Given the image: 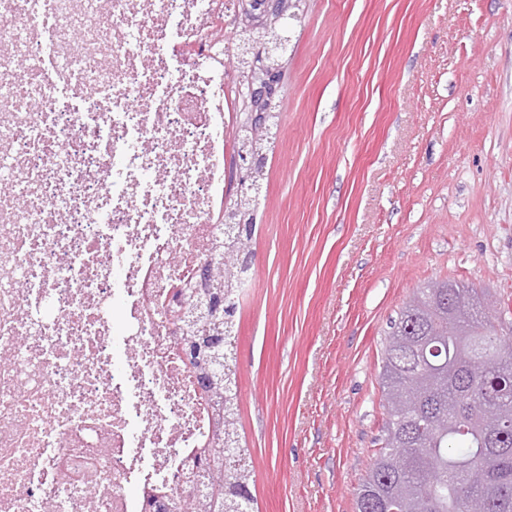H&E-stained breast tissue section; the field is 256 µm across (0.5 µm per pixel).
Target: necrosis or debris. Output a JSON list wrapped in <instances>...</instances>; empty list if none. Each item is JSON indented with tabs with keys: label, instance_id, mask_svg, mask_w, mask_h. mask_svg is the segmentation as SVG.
Returning a JSON list of instances; mask_svg holds the SVG:
<instances>
[{
	"label": "necrosis or debris",
	"instance_id": "obj_1",
	"mask_svg": "<svg viewBox=\"0 0 512 512\" xmlns=\"http://www.w3.org/2000/svg\"><path fill=\"white\" fill-rule=\"evenodd\" d=\"M235 0H0V512H149L211 428L165 306L224 220Z\"/></svg>",
	"mask_w": 512,
	"mask_h": 512
}]
</instances>
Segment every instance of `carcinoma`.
Listing matches in <instances>:
<instances>
[{"instance_id":"1","label":"carcinoma","mask_w":512,"mask_h":512,"mask_svg":"<svg viewBox=\"0 0 512 512\" xmlns=\"http://www.w3.org/2000/svg\"><path fill=\"white\" fill-rule=\"evenodd\" d=\"M236 155L266 149L262 135L232 126ZM252 208L243 193L226 195L224 220L235 223ZM242 243L219 232L208 263L224 279V313L232 319L252 277L239 262ZM483 288L456 280L425 285L402 308L385 338L379 365L384 440L356 490V512H474L472 502L489 501L487 512H512V426L497 430L488 415L512 422V323L482 309ZM174 325L183 342L185 365L198 376L209 403L225 394L227 410L213 414L208 444L192 451L201 493L184 486L158 488L170 512H254L250 451L239 433L235 369H224L233 351V322H210L218 343L189 351L188 326Z\"/></svg>"}]
</instances>
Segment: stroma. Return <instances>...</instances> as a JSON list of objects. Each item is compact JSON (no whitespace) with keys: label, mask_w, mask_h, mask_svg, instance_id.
<instances>
[{"label":"stroma","mask_w":512,"mask_h":512,"mask_svg":"<svg viewBox=\"0 0 512 512\" xmlns=\"http://www.w3.org/2000/svg\"><path fill=\"white\" fill-rule=\"evenodd\" d=\"M235 317L259 512H355L417 288L512 322V0H302Z\"/></svg>","instance_id":"35a3bbf8"}]
</instances>
